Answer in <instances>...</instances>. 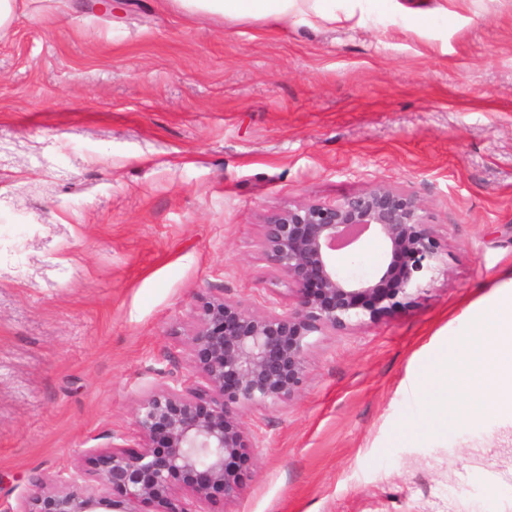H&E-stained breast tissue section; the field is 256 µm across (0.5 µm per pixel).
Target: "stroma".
I'll use <instances>...</instances> for the list:
<instances>
[{
  "mask_svg": "<svg viewBox=\"0 0 512 512\" xmlns=\"http://www.w3.org/2000/svg\"><path fill=\"white\" fill-rule=\"evenodd\" d=\"M17 0L0 32V512L139 446L144 395L194 382L206 298L294 305L271 213L375 182L441 250L424 291L311 339L288 403L250 410L224 512H512V421L439 440L421 368L512 277V0H399L348 27L176 0ZM369 234L338 251L374 274Z\"/></svg>",
  "mask_w": 512,
  "mask_h": 512,
  "instance_id": "1",
  "label": "stroma"
}]
</instances>
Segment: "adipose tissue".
Listing matches in <instances>:
<instances>
[{
  "label": "adipose tissue",
  "instance_id": "adipose-tissue-1",
  "mask_svg": "<svg viewBox=\"0 0 512 512\" xmlns=\"http://www.w3.org/2000/svg\"><path fill=\"white\" fill-rule=\"evenodd\" d=\"M188 13L254 18L279 27L288 17L352 23L354 9L337 10L336 0H176ZM429 396L424 424L409 428L410 437L442 438L495 412L512 419V279L500 298L477 314L471 327L449 343L423 369Z\"/></svg>",
  "mask_w": 512,
  "mask_h": 512
}]
</instances>
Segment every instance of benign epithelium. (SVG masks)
I'll return each mask as SVG.
<instances>
[{
  "instance_id": "obj_1",
  "label": "benign epithelium",
  "mask_w": 512,
  "mask_h": 512,
  "mask_svg": "<svg viewBox=\"0 0 512 512\" xmlns=\"http://www.w3.org/2000/svg\"><path fill=\"white\" fill-rule=\"evenodd\" d=\"M371 229L383 244L377 280L336 264V252ZM260 249L267 266L295 286L294 308L210 298L189 338L199 381L148 393L135 409L139 448L114 442L89 470L35 485L22 512H144L147 504L159 512H224L248 478L245 412L295 397L307 373L308 338L419 293L440 261L423 201L383 183L334 205L305 203L267 216Z\"/></svg>"
}]
</instances>
